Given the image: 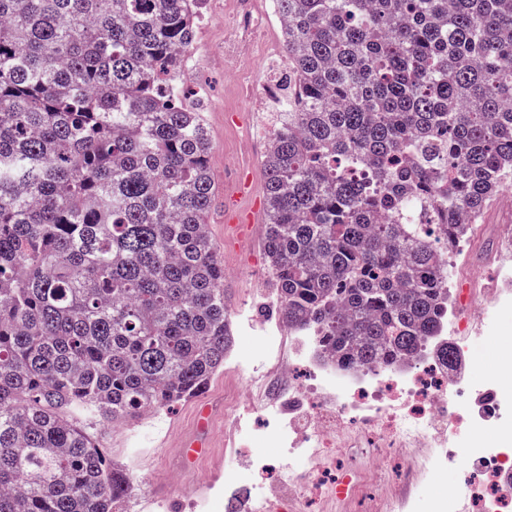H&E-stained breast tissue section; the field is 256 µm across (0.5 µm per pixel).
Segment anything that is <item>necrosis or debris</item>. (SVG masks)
<instances>
[{
    "instance_id": "necrosis-or-debris-1",
    "label": "necrosis or debris",
    "mask_w": 512,
    "mask_h": 512,
    "mask_svg": "<svg viewBox=\"0 0 512 512\" xmlns=\"http://www.w3.org/2000/svg\"><path fill=\"white\" fill-rule=\"evenodd\" d=\"M366 374L365 381L347 383L323 370L295 385L289 407L309 423L306 446L261 405L264 438L277 441L289 460L313 453L324 464L289 471L288 493L277 508L256 473L235 474V482L250 483L257 512H324L328 503L335 512H394L405 474L395 475L388 490L375 491L359 480L348 449H366L372 463L389 464L429 448L437 466L460 447L469 461L463 484L473 512H512V392L492 381L473 383L430 357L405 370L372 367Z\"/></svg>"
}]
</instances>
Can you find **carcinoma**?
Segmentation results:
<instances>
[{
	"label": "carcinoma",
	"instance_id": "carcinoma-1",
	"mask_svg": "<svg viewBox=\"0 0 512 512\" xmlns=\"http://www.w3.org/2000/svg\"><path fill=\"white\" fill-rule=\"evenodd\" d=\"M263 162L290 331L350 371L442 337L450 246L512 179V0H273ZM202 0H0V512H121L96 439L224 364L212 141L181 79Z\"/></svg>",
	"mask_w": 512,
	"mask_h": 512
}]
</instances>
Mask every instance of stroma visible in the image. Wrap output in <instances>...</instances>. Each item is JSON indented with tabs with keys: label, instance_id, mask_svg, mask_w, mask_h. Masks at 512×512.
I'll list each match as a JSON object with an SVG mask.
<instances>
[{
	"label": "stroma",
	"instance_id": "stroma-1",
	"mask_svg": "<svg viewBox=\"0 0 512 512\" xmlns=\"http://www.w3.org/2000/svg\"><path fill=\"white\" fill-rule=\"evenodd\" d=\"M224 2L204 0V20L196 31L182 80L199 95V107L213 144L208 170L214 199L206 224L228 271L224 279V300L233 332L224 364L211 379L204 395L232 408L236 419L220 426L229 444L223 472L208 470L200 474L182 466L176 448L179 434L193 428L191 401L178 402L168 410L128 423L101 425L103 445L113 465L136 479L135 496L138 501H150L152 512H225V473L253 468L262 457L276 468L287 466L288 460L280 449L260 444L255 435L259 416L253 413L252 407L266 400L270 382L287 386L285 368L288 363L303 360L311 368L322 365L313 337L286 328L262 243L241 250L224 243L222 218L230 203L224 194L228 168L234 158L239 157L244 170L259 171L264 154L260 146L240 151L238 136L231 124L225 123L224 116L238 114L255 138H266L276 123L277 112L265 103L260 91L264 82L282 80L286 73L279 22L272 14L270 0H258L257 6L266 15L267 24L261 33L245 40L248 60L236 77L225 75ZM477 258L478 251L470 244L458 256L456 265L466 273H480L483 281H497L504 292L512 296V253L481 266L477 265ZM245 266L260 267L262 273L254 278L236 276L235 268ZM509 334H512L510 310L501 312L496 322L481 320L478 329L471 331L465 369L472 379L482 382L491 378L502 389H512V372L497 368L505 348L503 338ZM398 465L412 467L416 475L415 483L409 487L411 499L399 512H431L434 498L461 489L459 470L455 466L410 465L403 459ZM177 477L190 484V498L170 494V484Z\"/></svg>",
	"mask_w": 512,
	"mask_h": 512
}]
</instances>
